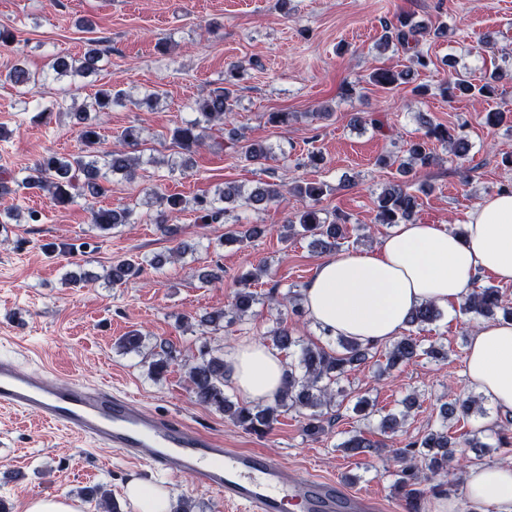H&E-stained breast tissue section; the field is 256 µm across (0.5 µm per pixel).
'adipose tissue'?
<instances>
[{"mask_svg":"<svg viewBox=\"0 0 512 512\" xmlns=\"http://www.w3.org/2000/svg\"><path fill=\"white\" fill-rule=\"evenodd\" d=\"M512 282V194L484 198L462 231L446 224L396 225L372 249L320 261L302 292L306 315L331 336L382 343L401 334L424 303L447 309L471 292L478 273ZM231 386L248 403L273 401L288 365L266 345L243 341L224 352ZM464 374L475 394L512 414V321L478 324ZM466 494L476 512H512V463L468 468Z\"/></svg>","mask_w":512,"mask_h":512,"instance_id":"ef3b65f1","label":"adipose tissue"}]
</instances>
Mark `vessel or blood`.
<instances>
[{
	"label": "vessel or blood",
	"mask_w": 512,
	"mask_h": 512,
	"mask_svg": "<svg viewBox=\"0 0 512 512\" xmlns=\"http://www.w3.org/2000/svg\"><path fill=\"white\" fill-rule=\"evenodd\" d=\"M0 408L35 414L95 446L170 476L189 474L241 512H379V497L352 494L333 480L299 476L280 459L225 447L222 440L169 415L150 411L128 395L53 372L24 371L0 356Z\"/></svg>",
	"instance_id": "b4317fda"
}]
</instances>
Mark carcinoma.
Returning <instances> with one entry per match:
<instances>
[{
    "mask_svg": "<svg viewBox=\"0 0 512 512\" xmlns=\"http://www.w3.org/2000/svg\"><path fill=\"white\" fill-rule=\"evenodd\" d=\"M429 34L428 28L413 20L409 15L398 14L385 22L380 42L385 46H394L411 53L414 68L433 72L437 67L431 57L419 49L420 42ZM106 65L105 52L99 48V42L92 41V48L78 58L56 56L49 60L46 68L31 71L25 65L16 63L5 71H0V82L11 83L26 94L49 78L56 81H74L98 73ZM448 71L440 79L443 92L448 97H492L497 93V83L509 77L512 70L499 69L491 73L480 86H476L455 69L453 63H446ZM411 69L378 68L370 75L374 84L386 89H394L409 82ZM243 78L242 65L233 62L224 71V86L218 87L207 95L196 99L192 105L193 118L177 124L171 133L175 147L172 157L166 165L170 171L189 168L193 154L201 145L200 129L224 123V119L234 111L237 103L238 81ZM159 98L153 92L138 100L127 93L116 91L110 86L98 88L94 95L82 103L66 105L62 99L55 103L58 110H66L73 127L78 133L79 152L74 155H61L55 151L43 153L27 168L18 179L0 181V190L8 193V183L23 190L47 192L53 206L65 208L81 197L90 204V223L101 234L125 224H135L139 215L133 208L112 209L93 207V204L112 193V179L115 177L132 180L134 167L140 163L143 139L141 129L129 126L121 133L122 150H105L102 147V135L98 124L101 113L112 110V105L128 101L135 105L148 104ZM427 124L424 138L407 143V159L400 162L398 171L407 177L416 167H426L433 163L434 155L428 142L435 140L448 145L454 157L465 160L470 150L468 141L460 131L443 124ZM234 146L241 158L248 162L267 159L270 148L264 144L249 141L242 136L235 138ZM326 191L322 182H302L291 186L277 181L265 182L252 189L238 185L226 186L215 196H195L190 200L178 194L164 195L157 190L145 192L148 202H157L158 208L150 215L151 223L165 236L178 234L171 221L182 212L192 209L205 224H225L229 209L223 203H235L253 210H261L270 203H278L290 194L300 201L302 206L282 225L281 238L285 241L303 236L311 239V244L324 251L332 252L342 247L346 239L343 225L348 217L337 215L330 219L322 216L317 208L318 202ZM419 196L409 191L405 181H396L382 190L376 200V223L403 224L413 221ZM24 220L36 223L39 212L27 210L21 215L17 210H9L0 215V224ZM266 228L253 224L247 229L231 228L214 241V246L222 247L232 239L244 242L263 235ZM195 246L181 241L178 247L168 254H155L141 259L117 258L106 268L104 279L114 287H120L142 275L145 267L159 268L173 257L194 252ZM260 303L257 292L251 284L244 283L237 289L229 304V309L216 308L201 315L197 326L204 336H215L227 330L232 322L226 320L227 314L239 320L255 314L254 307ZM502 296L493 286L473 289L460 309L474 316L491 317L501 308ZM441 311L432 303H426L412 311L406 319L408 333L395 338L386 347V361L389 366L416 361L420 358L441 361L448 357V351L441 345L424 346L413 330L436 322ZM265 338L277 349L294 356L288 364V380L282 393L272 405H247L233 400L225 391L224 351L218 346L205 342L199 349L196 360L188 368L190 389L195 399L228 417L236 426L245 431L265 435L273 430L281 413L293 409L299 413L307 410L302 432L311 438L325 434V412L342 405L338 397L344 396V390L337 387L348 369L360 365L375 357L377 346L362 345L354 339L337 337L339 350H327L323 347L304 343L294 330L280 319L276 327L268 331ZM121 352L140 354L145 349V337L137 330L129 331L118 341ZM175 359L173 347L163 342L159 350L145 354L151 377L157 379L168 372L170 363ZM417 404V397L408 395L403 400L404 412L388 414L380 419L377 431L382 436L396 432L408 416V410ZM489 414L483 398L468 393L440 407L441 429L430 430L415 440L402 443L392 449L393 462L398 465L393 493L405 504L407 512H422L425 503L432 497L449 495L448 482L443 477L448 474V458L454 455V446L449 431L454 424L469 417L483 418ZM496 439L498 445L508 444L507 438L498 430L489 426H477L467 432L464 445L481 456L490 451L489 440ZM386 443L368 437L365 430L358 428L340 444V448L351 456H361L374 448H384ZM87 499L97 500L104 512H120L117 502L111 498L103 485L97 484L82 491Z\"/></svg>",
    "mask_w": 512,
    "mask_h": 512,
    "instance_id": "obj_1",
    "label": "carcinoma"
}]
</instances>
